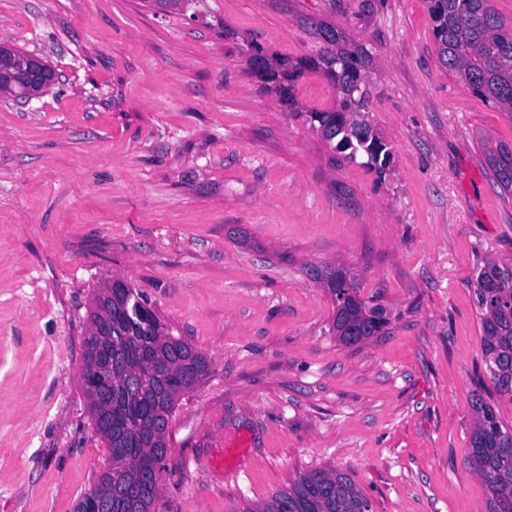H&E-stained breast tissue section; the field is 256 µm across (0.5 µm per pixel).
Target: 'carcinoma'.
I'll return each instance as SVG.
<instances>
[{
  "label": "carcinoma",
  "mask_w": 512,
  "mask_h": 512,
  "mask_svg": "<svg viewBox=\"0 0 512 512\" xmlns=\"http://www.w3.org/2000/svg\"><path fill=\"white\" fill-rule=\"evenodd\" d=\"M433 22L438 58L457 72L484 101L512 117V21L490 0H426ZM313 37L316 54L294 65L252 47L247 61L268 88L282 92L303 70L325 77L336 93L332 110L306 112L311 126L334 149L378 174L386 172L391 151L370 124L373 98L363 51L350 47L335 25L321 22ZM485 159L498 185L512 190V147L486 145ZM334 316L331 330L345 345L379 336L391 311L375 299L363 300L351 271L334 266L323 274ZM475 297L484 332L486 373L496 392L512 400V266L485 264L476 276ZM112 314V345L93 326ZM82 341L83 371L103 369L112 360V386L99 393L84 390L109 464L99 472L94 490L112 512H153L160 493L167 432L180 398L193 391L208 372V360L184 339L172 336L139 289L123 279L95 289ZM468 462L486 483L492 512H512V428L481 398L475 403ZM243 512H371L368 498L352 478L335 469L307 472Z\"/></svg>",
  "instance_id": "cac0c4a2"
}]
</instances>
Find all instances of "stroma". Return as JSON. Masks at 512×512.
Returning <instances> with one entry per match:
<instances>
[{"label": "stroma", "instance_id": "1", "mask_svg": "<svg viewBox=\"0 0 512 512\" xmlns=\"http://www.w3.org/2000/svg\"><path fill=\"white\" fill-rule=\"evenodd\" d=\"M327 21L370 56L385 174L336 159L251 74ZM58 83L0 96V512H74L107 461L82 387L95 288H140L209 370L180 399L155 512H241L305 472L347 473L372 512H490L468 463L483 361L475 282L512 265V193L484 143L512 117L438 59L425 0H0V42ZM391 311L344 345L316 270Z\"/></svg>", "mask_w": 512, "mask_h": 512}]
</instances>
